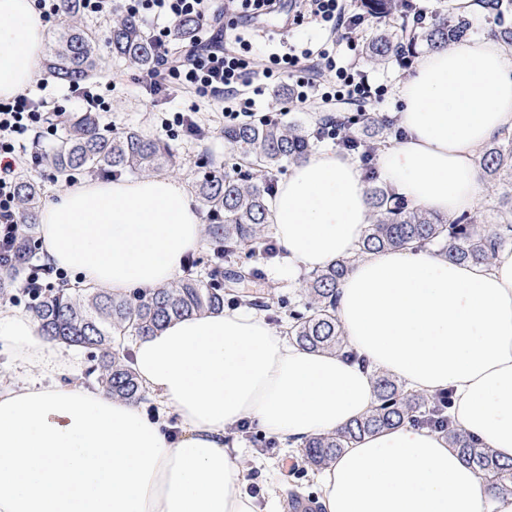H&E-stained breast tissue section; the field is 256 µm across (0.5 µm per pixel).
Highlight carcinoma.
<instances>
[{
    "instance_id": "obj_1",
    "label": "carcinoma",
    "mask_w": 512,
    "mask_h": 512,
    "mask_svg": "<svg viewBox=\"0 0 512 512\" xmlns=\"http://www.w3.org/2000/svg\"><path fill=\"white\" fill-rule=\"evenodd\" d=\"M474 2L476 11L496 20V40L512 47V0ZM361 8L382 26L381 32L364 46L367 60L375 65L392 58L409 59L421 46L429 50L446 47L469 31L463 16L436 13L419 22L413 0H362ZM109 43L112 56L126 65L139 70L152 67L153 46L137 18L118 16ZM47 67L64 85L87 83L104 69L95 35L77 26L54 32ZM50 120L61 126L62 133L47 153V160L65 179L82 173L148 176L177 164L167 143L134 129L114 135L101 125L95 112L76 118L52 114ZM363 121L366 125L360 130V144L354 148L358 154L373 152L383 143L388 121L358 113L336 115V132L341 141L347 140L355 123ZM224 142L232 152L231 162L222 171L204 173L195 183V192L210 216L205 233L215 269L209 280L190 270L171 283L123 296L59 282L30 305L41 335L99 352L97 366L90 374L116 399L135 402L145 393L131 366V352L125 341L151 336L177 317L220 311L224 309L226 291L254 279V268L243 264L224 268L221 261L242 251L268 254V199L273 193V172L286 164L306 161L313 134L300 123L254 122L224 128ZM478 169L484 182L500 189L496 224L485 225L475 216L450 220L414 207L369 173L366 195L370 223L360 253H379L418 243L434 247L439 255L455 263H490L498 251L512 246V138L487 144ZM42 194V186L34 178L19 176L21 227L11 262L0 264V293L17 287L20 273L37 258L35 233ZM349 268L350 260L338 258L304 280L307 306L303 311L289 313L288 335L299 346L351 355L336 317L338 289ZM375 388L376 403L366 416L334 433L314 437L304 446L302 458L308 467L322 469L356 440L411 421L446 434L481 479L504 494L512 493V462L500 461L490 449L455 428L448 416L449 396L428 397L381 372L375 373Z\"/></svg>"
}]
</instances>
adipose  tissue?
I'll use <instances>...</instances> for the list:
<instances>
[{
  "label": "adipose tissue",
  "instance_id": "obj_1",
  "mask_svg": "<svg viewBox=\"0 0 512 512\" xmlns=\"http://www.w3.org/2000/svg\"><path fill=\"white\" fill-rule=\"evenodd\" d=\"M46 28L36 0H0V99L28 88ZM399 97L406 136L382 151V179L433 213L474 210L476 153L512 128V54L486 39L436 50ZM269 209L288 275L352 258L336 315L357 360L304 349L251 307L172 320L137 340L133 368L176 414L173 435L135 403L54 381L71 351L0 310V354L23 374L0 387V512H256L234 426L299 447L372 409L375 370L450 394L455 427L512 462V249L487 265L427 247L359 256L366 184L330 152L293 168ZM40 224L50 263L115 294L172 280L204 244L195 200L167 176L64 189ZM314 481L323 512H512V495L411 423L354 442Z\"/></svg>",
  "mask_w": 512,
  "mask_h": 512
}]
</instances>
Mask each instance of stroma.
Instances as JSON below:
<instances>
[{
  "instance_id": "obj_1",
  "label": "stroma",
  "mask_w": 512,
  "mask_h": 512,
  "mask_svg": "<svg viewBox=\"0 0 512 512\" xmlns=\"http://www.w3.org/2000/svg\"><path fill=\"white\" fill-rule=\"evenodd\" d=\"M82 23L95 33L99 53L107 61L106 69L101 75L102 80L114 83L112 91L105 95L108 109L102 114L104 122L109 123L117 133L134 128L149 135H160L161 113L170 111L175 104L187 107L191 103L190 97L177 94L174 104L171 105L161 101L153 102L138 81L139 70L112 60L107 42L110 21L86 17ZM373 29V24L364 26L355 39L352 55L360 69L368 70L376 83L388 87L384 102L369 101L368 112L389 117L396 110L397 89L405 78L413 73L415 65L394 60L385 65L368 66L363 57L362 47L366 39L372 36ZM266 97L274 105L284 109L286 121L298 122L311 129L315 128L322 115L332 111L331 106L318 100L302 106L292 104L287 87L278 84L270 87ZM219 110V105L212 103L202 108L203 117L212 128L208 138L195 140L182 136L170 141L179 157V164L172 170L171 175L179 180L186 190H193L196 180L204 171L223 168L230 158L224 146L223 131L218 125ZM237 260L260 269L261 274L257 281L247 284L246 289L271 298L273 309L267 312L266 318L275 330L287 332L290 310L302 306V276L298 275L291 279L282 277L278 273V264L265 262L261 257L245 252L239 253ZM237 444L242 461L248 470L246 489L258 506H266L270 494L273 493L277 494L279 505L283 508L287 507L288 494L292 491L303 499H315L317 489L313 471L304 465L300 449L283 447L275 439L254 428L239 432Z\"/></svg>"
}]
</instances>
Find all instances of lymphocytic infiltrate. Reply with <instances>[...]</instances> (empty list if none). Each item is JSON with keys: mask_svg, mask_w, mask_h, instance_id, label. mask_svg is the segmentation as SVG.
<instances>
[{"mask_svg": "<svg viewBox=\"0 0 512 512\" xmlns=\"http://www.w3.org/2000/svg\"><path fill=\"white\" fill-rule=\"evenodd\" d=\"M295 25L310 22L327 32L317 45L298 43L277 48L266 43V32L240 31L243 18L270 17L281 0H228V20L212 15L211 0H124L126 14L151 25L155 65L145 76L152 95L178 90L194 97L189 108L168 112L161 123L167 136L201 138L209 127L198 118L200 102L221 105L225 124L275 122L264 104L270 79L287 86L292 101L304 104L320 99L326 104L383 97V86L357 69L343 54L336 31H354L364 24L362 14L351 12L345 0H295ZM198 26L188 45L174 48L172 30L185 18ZM46 99L20 94L0 100V249L9 247L19 228L17 180L21 168L41 164L27 152L31 133L47 126Z\"/></svg>", "mask_w": 512, "mask_h": 512, "instance_id": "lymphocytic-infiltrate-1", "label": "lymphocytic infiltrate"}]
</instances>
